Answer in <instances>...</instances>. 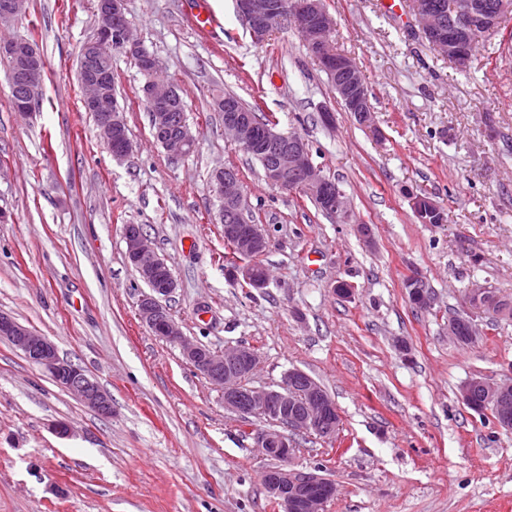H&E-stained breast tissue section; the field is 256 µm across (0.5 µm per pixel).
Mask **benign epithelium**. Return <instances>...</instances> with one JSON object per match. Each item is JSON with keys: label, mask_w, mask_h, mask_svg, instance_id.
<instances>
[{"label": "benign epithelium", "mask_w": 512, "mask_h": 512, "mask_svg": "<svg viewBox=\"0 0 512 512\" xmlns=\"http://www.w3.org/2000/svg\"><path fill=\"white\" fill-rule=\"evenodd\" d=\"M28 0H0V24L19 20L26 14ZM415 31L429 47L451 58L458 68L466 67L478 42L495 30L498 21L512 13V0H494L487 6L475 0H410ZM237 9L252 38L263 42L284 27L299 33L308 55L332 80L336 93L347 112L354 114L363 126L378 129L371 90L357 63L339 52L333 44L335 23L324 0H237ZM97 30L94 38L80 50L78 80L83 100L96 107L108 93L107 77L92 66L110 47H116L140 62L145 75L147 106L151 112V131L155 141L173 159L186 156L196 137L187 123L174 116L179 99L177 87L154 78L159 61L133 36L128 22L125 0H97ZM0 54L9 56L13 65L7 72L14 111L30 115L37 109L45 83V70L34 44L16 39L0 40ZM224 132L244 151L258 147L268 152L264 168L265 181L280 190L307 194L325 214L344 223L349 218L348 198L344 190L327 178L311 158L308 142L294 132H280L270 125L263 129L248 113L236 111L224 99ZM126 125L123 110L117 102L100 110L97 127L103 143L116 159L132 151L130 139L119 137ZM211 191L221 205L219 220L226 222L224 237L233 241L241 254L236 278L256 289L266 287V270L259 263L269 245L267 226L256 222L250 210L240 174L232 168L213 171ZM126 257L150 289L141 295L138 317L156 336L180 348L183 358L214 387L222 391L224 407L244 418L253 417L270 427L257 432L255 447L267 458L277 461L263 472V485L277 512H325L336 495V485L317 470L297 469L291 464L293 435L315 434L332 439L340 427L341 417L336 402L326 390L306 373L293 369L285 373L276 389H260L249 385L259 362L256 350L246 344L214 351L208 346L183 336L163 300L175 290L174 278H164L163 258L148 235L135 225L124 228ZM490 296L483 287L472 289L473 310L498 316L500 311L480 301ZM467 327V343L475 344L482 336L474 315H453L448 319V335L456 338L458 324ZM0 339L10 342L33 365L47 373L64 390L102 417L112 416V398L80 366L61 358L55 344L46 336L0 313ZM481 394L482 405L492 406L497 424L512 430V378L490 383L472 377L459 387L458 396L467 406H475V393Z\"/></svg>", "instance_id": "7a95c632"}]
</instances>
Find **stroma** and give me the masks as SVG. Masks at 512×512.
I'll return each instance as SVG.
<instances>
[{
    "instance_id": "obj_1",
    "label": "stroma",
    "mask_w": 512,
    "mask_h": 512,
    "mask_svg": "<svg viewBox=\"0 0 512 512\" xmlns=\"http://www.w3.org/2000/svg\"><path fill=\"white\" fill-rule=\"evenodd\" d=\"M94 0H29L0 37L30 36L46 61L33 117L10 105L0 64V312L47 336L112 397L102 418L0 340V512H275L269 467L218 388L136 315L147 287L125 257L139 224L177 284L166 305L185 336L260 353L255 386L288 370L319 381L341 416L334 439L295 436L293 463L337 495L327 512H512V430L457 392L468 378L512 376V318L479 316L461 346L448 318L472 284L512 298V16L451 67L379 0H325L339 51L372 89L378 128L337 99L294 29L253 40L235 0H126L143 48L187 105L198 142L173 160L155 142L135 60L112 55L134 148L112 158L81 104L78 55L94 37ZM207 9L217 27L195 23ZM233 93L305 138L351 205L336 222L312 200L270 187L224 133L214 95ZM330 109L333 126L321 120ZM234 166L270 234L265 288L228 277L210 175ZM444 211L416 219L409 193ZM369 226L364 239L359 226ZM433 298L414 309L406 283ZM352 285L340 297L338 282ZM70 433L56 434L58 423Z\"/></svg>"
}]
</instances>
